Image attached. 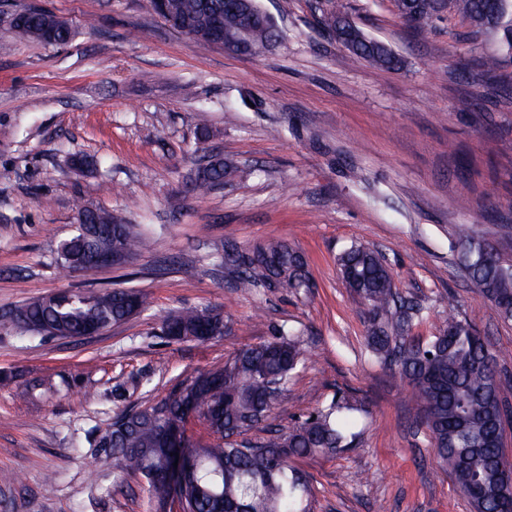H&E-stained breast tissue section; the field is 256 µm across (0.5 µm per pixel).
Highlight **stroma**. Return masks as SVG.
I'll return each mask as SVG.
<instances>
[{
    "mask_svg": "<svg viewBox=\"0 0 512 512\" xmlns=\"http://www.w3.org/2000/svg\"><path fill=\"white\" fill-rule=\"evenodd\" d=\"M328 2L258 0L279 38L251 56L200 47L148 0H0V312L65 289L136 288L152 301L79 339L21 340L0 323V473L14 477L0 484V512H152L138 483L117 489L87 433L282 329L300 332L306 364L277 410L281 428L342 394L365 410L352 448L293 459L311 512H472L428 431L414 430L406 382L368 351L337 258L354 244L376 250L399 291L424 305L412 326L424 340L455 296L512 371V323L469 292L453 251L455 225L471 224L512 259L497 228L512 222V58L501 32L472 39L445 8L419 34L394 0H336L400 57L381 70L324 30ZM29 7L68 20L72 40L11 43L10 19ZM485 55L501 59L496 78L475 64ZM463 98L472 111H459ZM200 153L238 167L203 198L186 188ZM84 205L144 222L149 247L121 270L62 273L55 249ZM271 238L305 255L311 298L240 293L216 269L225 242ZM181 306L223 311L227 333L163 336L162 317ZM36 377L46 387L21 397ZM135 378L148 393L131 389Z\"/></svg>",
    "mask_w": 512,
    "mask_h": 512,
    "instance_id": "35a3bbf8",
    "label": "stroma"
}]
</instances>
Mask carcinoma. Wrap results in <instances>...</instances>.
Masks as SVG:
<instances>
[{"mask_svg":"<svg viewBox=\"0 0 512 512\" xmlns=\"http://www.w3.org/2000/svg\"><path fill=\"white\" fill-rule=\"evenodd\" d=\"M248 5L260 27L251 30L246 49L256 54L270 48L278 33L257 0H248ZM165 7L157 15L190 21L195 42L204 48L211 47L212 16L223 15L228 31L238 27L235 15L224 10V0H165ZM330 7L336 27H347L336 0H330ZM448 8L468 19L479 34L494 30V12L503 17L512 12V0H448ZM37 32L52 33L53 45L73 37L72 28L42 9L25 11L23 23L13 27L19 39L32 40ZM348 35L363 60L381 69L399 68L400 59L384 42L366 36L357 26L349 28ZM236 171L232 160L215 156L197 169L190 192L207 196ZM81 211L89 223L56 248L62 270L92 269L106 252L121 254L129 262L148 246L143 225L98 208L83 206ZM454 237L456 260L468 288L491 302L502 321L512 322V263L471 224L456 225ZM218 267L231 275L238 292L286 288L306 299L314 287L304 255L281 240L248 249L227 243ZM338 267L346 287L366 308L369 351L406 380L409 404L423 414L439 464L453 474L472 512H501L505 484L498 465L504 434L512 428V405L503 388L512 375L499 365L487 339L453 312L431 339L410 335L422 307L402 296L375 250L353 245L338 257ZM150 307L148 294L140 290H68L5 311L0 322L9 324L21 339L81 338ZM226 328L224 313L207 307L175 308L162 320L163 332L178 340L190 334L204 341L224 335ZM303 361L299 337L281 330L222 364L184 377L158 401L131 404L104 432L93 431L89 443L112 459L122 480L143 484L153 501L176 496L181 512H309L308 483L290 459L351 447L359 436L362 408L355 398L341 396L310 413L295 429L283 431L275 424L276 410ZM187 400L197 409L209 438L192 446L195 474L173 486L163 480L175 452L166 432L185 421ZM254 429L263 436L244 438Z\"/></svg>","mask_w":512,"mask_h":512,"instance_id":"cac0c4a2","label":"carcinoma"}]
</instances>
